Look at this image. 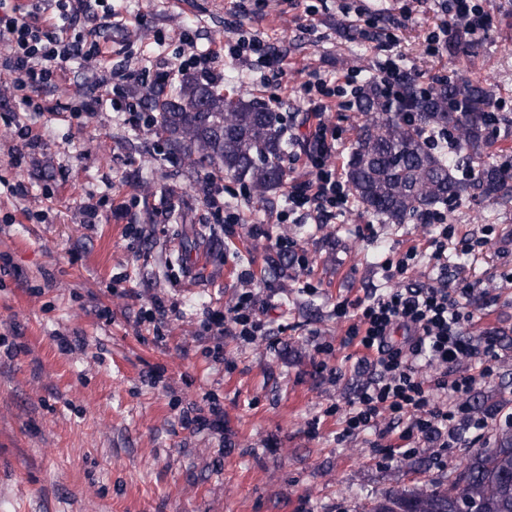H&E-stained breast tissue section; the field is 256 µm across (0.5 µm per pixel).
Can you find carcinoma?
Segmentation results:
<instances>
[{
	"mask_svg": "<svg viewBox=\"0 0 512 512\" xmlns=\"http://www.w3.org/2000/svg\"><path fill=\"white\" fill-rule=\"evenodd\" d=\"M482 42L464 35L448 46L453 58L475 59ZM493 88L467 78L420 86L407 73L397 95L376 79L358 90L356 129L345 170L362 208L400 224L406 217L468 195L496 203L512 198V174L485 160L492 141ZM152 112L153 134L182 156L201 181L230 177L247 182L263 201L285 183L288 139L279 113L251 95L219 87L195 72L176 84L157 81L141 94ZM450 138L435 146L427 134ZM477 169L475 177L465 171ZM363 512H512V423L496 430L487 448L468 451L464 469L425 485L395 488L373 498Z\"/></svg>",
	"mask_w": 512,
	"mask_h": 512,
	"instance_id": "obj_1",
	"label": "carcinoma"
}]
</instances>
